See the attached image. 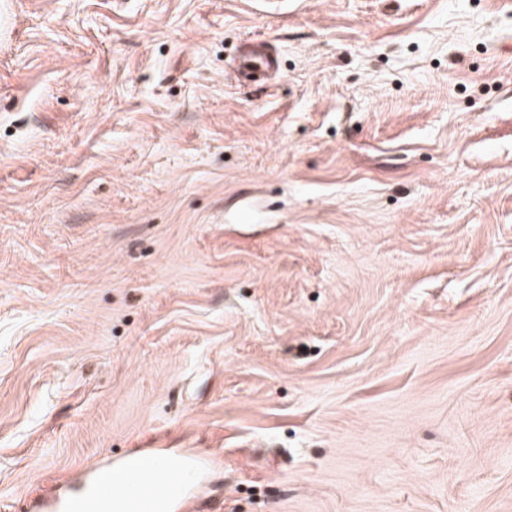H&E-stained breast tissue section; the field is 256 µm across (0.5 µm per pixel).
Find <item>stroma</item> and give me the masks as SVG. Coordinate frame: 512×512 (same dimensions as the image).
<instances>
[{
  "instance_id": "35a3bbf8",
  "label": "stroma",
  "mask_w": 512,
  "mask_h": 512,
  "mask_svg": "<svg viewBox=\"0 0 512 512\" xmlns=\"http://www.w3.org/2000/svg\"><path fill=\"white\" fill-rule=\"evenodd\" d=\"M132 448L512 512V0H0V512ZM253 66L262 68L265 73L270 75L278 69L276 58L270 52L263 49L256 50L252 55L244 57L238 63L240 69H247Z\"/></svg>"
}]
</instances>
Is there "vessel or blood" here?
<instances>
[{"label":"vessel or blood","instance_id":"b4317fda","mask_svg":"<svg viewBox=\"0 0 512 512\" xmlns=\"http://www.w3.org/2000/svg\"><path fill=\"white\" fill-rule=\"evenodd\" d=\"M190 475L186 457L135 450L123 460L99 462L48 497L40 512H171Z\"/></svg>","mask_w":512,"mask_h":512}]
</instances>
